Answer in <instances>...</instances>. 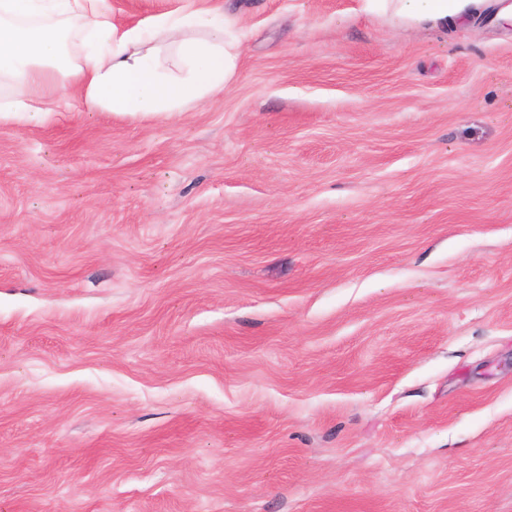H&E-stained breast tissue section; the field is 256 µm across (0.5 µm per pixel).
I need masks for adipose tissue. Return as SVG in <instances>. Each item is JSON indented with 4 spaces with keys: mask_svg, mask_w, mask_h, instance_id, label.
I'll return each mask as SVG.
<instances>
[{
    "mask_svg": "<svg viewBox=\"0 0 512 512\" xmlns=\"http://www.w3.org/2000/svg\"><path fill=\"white\" fill-rule=\"evenodd\" d=\"M162 42L179 75L162 68ZM240 48L222 0L128 28L108 0H0V121L59 111L68 93L80 112H181L223 92Z\"/></svg>",
    "mask_w": 512,
    "mask_h": 512,
    "instance_id": "ef3b65f1",
    "label": "adipose tissue"
}]
</instances>
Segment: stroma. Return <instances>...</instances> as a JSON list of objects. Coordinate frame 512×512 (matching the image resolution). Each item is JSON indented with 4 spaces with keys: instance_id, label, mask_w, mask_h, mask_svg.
Returning a JSON list of instances; mask_svg holds the SVG:
<instances>
[{
    "instance_id": "obj_1",
    "label": "stroma",
    "mask_w": 512,
    "mask_h": 512,
    "mask_svg": "<svg viewBox=\"0 0 512 512\" xmlns=\"http://www.w3.org/2000/svg\"><path fill=\"white\" fill-rule=\"evenodd\" d=\"M507 7L224 0L223 93L1 122L0 512H512Z\"/></svg>"
}]
</instances>
